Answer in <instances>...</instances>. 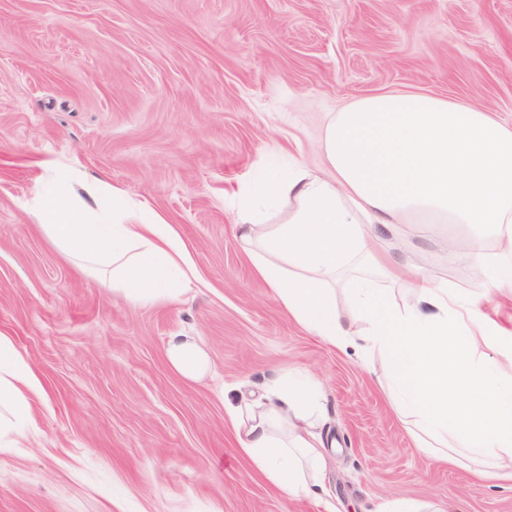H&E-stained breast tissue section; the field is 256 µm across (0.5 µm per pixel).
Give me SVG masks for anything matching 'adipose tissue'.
<instances>
[{"instance_id":"ef3b65f1","label":"adipose tissue","mask_w":512,"mask_h":512,"mask_svg":"<svg viewBox=\"0 0 512 512\" xmlns=\"http://www.w3.org/2000/svg\"><path fill=\"white\" fill-rule=\"evenodd\" d=\"M330 170H260L242 201L237 229L255 269L282 307L325 343L343 349L366 337L382 376L414 417L417 446L430 459H483L492 480H512V331L477 301L397 264L381 230L400 224H463L450 256L476 278L496 267V289L512 288V125L493 112L426 93H386L344 107L326 125ZM112 221L88 224L63 198L45 196L39 216L49 239L86 272L108 280L132 304L177 300L196 277L176 233L157 213L112 188ZM494 238L495 256L480 246ZM342 268L356 318L336 308ZM409 278L413 305L390 303L377 276ZM495 345V359L482 348ZM168 360L195 379L210 361L194 337L174 336ZM33 375L0 334V436L31 420ZM242 454L293 496H317L327 457L319 429L327 414L318 386L276 380L251 406H233Z\"/></svg>"}]
</instances>
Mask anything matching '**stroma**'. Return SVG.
<instances>
[{"label": "stroma", "instance_id": "stroma-1", "mask_svg": "<svg viewBox=\"0 0 512 512\" xmlns=\"http://www.w3.org/2000/svg\"><path fill=\"white\" fill-rule=\"evenodd\" d=\"M394 92L511 125L512 0H0V333L39 382L35 441L0 454V512H512V481L427 459L376 355L288 317L238 240L258 166L324 172L328 121ZM96 180L172 225L198 274L183 302L127 303L41 229L44 194L78 206ZM462 232L410 224L388 247L480 300L490 280L448 256ZM176 334L211 371L172 369ZM291 369L325 391L317 500L273 487L226 411Z\"/></svg>", "mask_w": 512, "mask_h": 512}]
</instances>
